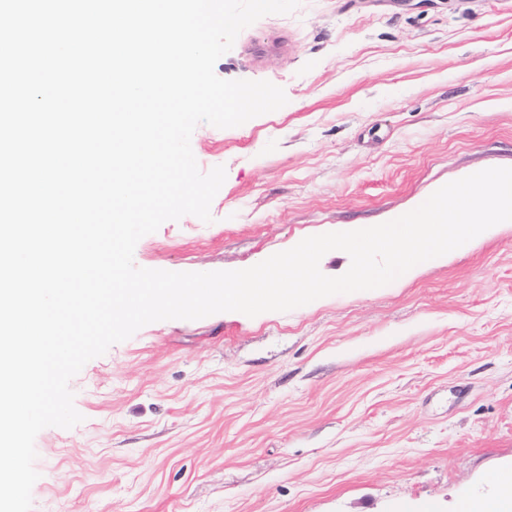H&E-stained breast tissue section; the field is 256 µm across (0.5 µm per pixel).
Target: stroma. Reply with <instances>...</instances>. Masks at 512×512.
Listing matches in <instances>:
<instances>
[{"label": "stroma", "instance_id": "35a3bbf8", "mask_svg": "<svg viewBox=\"0 0 512 512\" xmlns=\"http://www.w3.org/2000/svg\"><path fill=\"white\" fill-rule=\"evenodd\" d=\"M215 73L288 102L196 127L213 220L164 222L137 266L241 270L512 167V0H303ZM70 388L32 512H457L512 465V224L380 288L147 324Z\"/></svg>", "mask_w": 512, "mask_h": 512}]
</instances>
